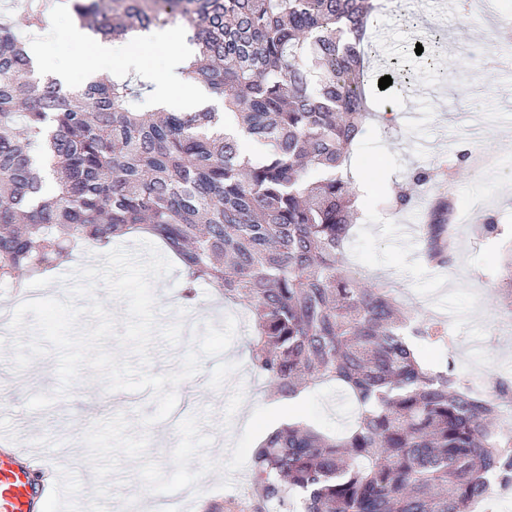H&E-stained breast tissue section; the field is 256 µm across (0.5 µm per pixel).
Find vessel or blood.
<instances>
[{"mask_svg":"<svg viewBox=\"0 0 512 512\" xmlns=\"http://www.w3.org/2000/svg\"><path fill=\"white\" fill-rule=\"evenodd\" d=\"M58 477L57 469L39 453L0 444V512H42Z\"/></svg>","mask_w":512,"mask_h":512,"instance_id":"obj_1","label":"vessel or blood"}]
</instances>
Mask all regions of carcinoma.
I'll list each match as a JSON object with an SVG mask.
<instances>
[{"label":"carcinoma","mask_w":512,"mask_h":512,"mask_svg":"<svg viewBox=\"0 0 512 512\" xmlns=\"http://www.w3.org/2000/svg\"><path fill=\"white\" fill-rule=\"evenodd\" d=\"M32 32L67 9L79 27L131 39L176 29L191 54L180 74L224 111L161 112L132 74L76 93L34 77L31 43L0 14V283L131 233L163 243L201 283L251 316L252 369L293 401L321 384L354 403L349 427L288 421L253 456L262 501L285 512H471L495 478L512 486V377L472 387L418 346L448 342L384 285L343 266L357 193L339 174L367 118L368 0H12ZM430 172L391 203L407 208ZM454 194L434 195L430 264L456 249ZM498 290L512 313V253Z\"/></svg>","instance_id":"obj_1"}]
</instances>
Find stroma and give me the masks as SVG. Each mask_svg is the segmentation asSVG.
<instances>
[{"instance_id": "35a3bbf8", "label": "stroma", "mask_w": 512, "mask_h": 512, "mask_svg": "<svg viewBox=\"0 0 512 512\" xmlns=\"http://www.w3.org/2000/svg\"><path fill=\"white\" fill-rule=\"evenodd\" d=\"M467 0H379L373 22L375 51L387 59L407 60L412 88L374 90L372 107L388 110L393 122L369 121L356 144L349 171L365 185L362 219L345 246V260L364 283L386 282L404 308L438 322L454 338L452 349L427 350L434 362H452L466 378L489 384L512 374V333L499 329L496 307L497 273L506 247L512 246V66L496 61L502 42V17L512 16V0H497V12L468 19ZM443 33L444 43L427 40V29ZM458 39L479 46L481 56L448 75V46ZM423 54H416V47ZM497 153L508 165L493 177L479 175L469 163L447 172L445 161L463 149ZM417 167H431L438 180L454 179L456 204L464 212L456 227L457 249L452 265L433 269L423 246L411 240L413 212H390L383 199L406 181ZM496 218L500 236L481 233L488 218ZM103 250L82 246L69 263L53 270L54 281L28 298L65 297L63 276L75 269L103 266ZM184 269L174 270L153 283L159 321L168 324L175 312L186 309L185 329L178 346L155 344L150 370L160 374L177 369L180 357L192 346L194 333L205 324L237 321L236 336L218 357L202 361L199 374L177 388L172 414L150 430L147 457L123 462L111 478L108 512H127L131 493H142L141 512H264L249 482L255 449L267 434L282 424L284 409L271 407L266 381L249 361L251 330L240 309L224 303L212 289L199 288L193 304L182 298ZM9 319L0 320V437L30 438L59 466L77 473L83 482L78 497L92 496L93 475L85 461L83 432L94 422L123 413L135 418L137 410L153 413L150 391L105 392L99 381L83 376L68 397L48 409L33 412L26 401L36 393L57 388L55 359L46 355L26 370L11 363ZM302 418L317 427L338 431L348 419V408L330 386L315 389L300 406ZM251 427H244V418Z\"/></svg>"}]
</instances>
